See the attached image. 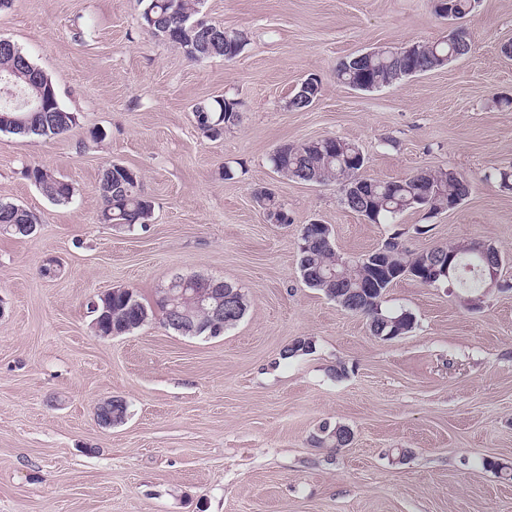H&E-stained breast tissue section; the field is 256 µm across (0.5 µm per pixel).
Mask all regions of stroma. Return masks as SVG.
Here are the masks:
<instances>
[{
	"label": "stroma",
	"mask_w": 512,
	"mask_h": 512,
	"mask_svg": "<svg viewBox=\"0 0 512 512\" xmlns=\"http://www.w3.org/2000/svg\"><path fill=\"white\" fill-rule=\"evenodd\" d=\"M140 0H10L0 37L14 41L78 116L52 138L0 132V201L38 220L0 235V512H512V0H480L450 23L433 0H201L200 19L243 34L232 60L189 59L143 26ZM462 28L470 52L444 67L361 91L337 65L381 46L431 42ZM309 109L288 106L308 76ZM240 101L212 139L201 101ZM335 136L354 142L367 179L451 168L468 197L437 214L374 224L338 185L274 172L270 153ZM138 171L153 203L147 227L102 223L105 166ZM71 184L49 200L27 169ZM267 188L289 221L272 224ZM330 225L358 256L390 240L413 252L495 246L504 289L467 302L449 284L394 282L385 308L413 314L409 333L371 335L365 317L308 288L296 245L305 224ZM61 264L42 276L47 258ZM176 274L241 289L247 311L218 337H186L152 319L96 335L90 301L115 287L145 302ZM313 348L287 358L295 339ZM127 403L104 428L96 403ZM349 447H319L322 427Z\"/></svg>",
	"instance_id": "35a3bbf8"
}]
</instances>
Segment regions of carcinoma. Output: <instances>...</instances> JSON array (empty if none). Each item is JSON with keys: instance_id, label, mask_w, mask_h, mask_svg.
<instances>
[{"instance_id": "cac0c4a2", "label": "carcinoma", "mask_w": 512, "mask_h": 512, "mask_svg": "<svg viewBox=\"0 0 512 512\" xmlns=\"http://www.w3.org/2000/svg\"><path fill=\"white\" fill-rule=\"evenodd\" d=\"M477 0H446L451 19H462L475 8ZM198 0H146L142 12L145 28L156 38L181 50L188 58L196 61L212 57L230 60L241 50L242 44L230 45L222 40H210L201 36L200 31L191 28L187 17L196 14ZM470 46L464 32L455 34L454 39L435 42H420L413 55L402 61L389 57H375L361 62L348 63V68L336 69V79L348 86L370 90L389 84L401 77L431 71L438 67L442 57L461 47ZM26 53L14 46V51L0 55V75L10 78L17 85L25 86V76L10 70ZM240 102L233 98L213 99L195 106L194 116L199 128L211 137L217 138L224 129L234 126L240 119ZM77 121L74 113L62 109L58 112H25L13 108V103L0 98V132L20 136H40L53 138L69 132ZM359 147L344 141L340 153H320L308 147V144L294 146V150L281 152L276 150L270 157L274 169H288L293 172L317 171L322 183H343L342 177L349 172H358L361 167L353 165V156ZM36 183L43 194L57 204H66L72 197L71 188L59 181L54 172L44 167L34 168ZM434 188L427 197H422V186L415 177L408 176L399 180H362L364 197L360 205L368 210V217L376 224L390 223L410 209L426 208L432 212L448 209L452 198L468 191V187L456 180L452 172L438 169L434 172ZM100 192L105 207L102 211L104 221L118 227H141L148 224L152 216V203L140 190V185L130 184L120 171H103L100 179ZM32 223V214L22 206L15 204L0 205V233L15 238L31 235L28 224ZM314 237V229L306 225L297 245L298 267L303 282L309 288L322 292L325 296L338 295L342 298L366 283L371 288L364 290L366 299L359 301V313L366 316L372 335H386L394 325L408 333L414 328V318L407 312H392L382 308V299L391 282L374 277L371 268L362 262L360 256H348L340 252H327L317 243L309 242ZM434 259L438 263L448 260V254L456 255L459 279L456 283L462 288L481 289L483 281L481 271L486 268L481 247L474 243L457 245H437L432 248ZM347 260L350 267L343 270L342 280L328 282L325 277L336 269V256ZM145 310L149 316H165L160 301L150 306L143 302L137 290L118 293L112 297V308L101 321L120 330L134 324L137 311ZM323 441L339 448L350 444L351 433L345 428L328 432Z\"/></svg>"}]
</instances>
